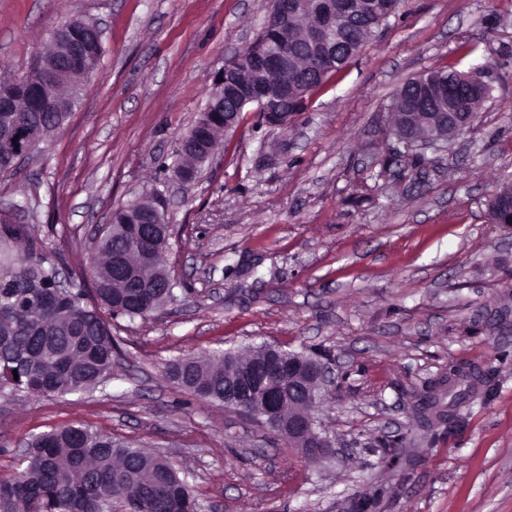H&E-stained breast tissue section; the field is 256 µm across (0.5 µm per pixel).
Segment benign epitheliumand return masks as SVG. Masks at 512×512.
<instances>
[{"label":"benign epithelium","instance_id":"1","mask_svg":"<svg viewBox=\"0 0 512 512\" xmlns=\"http://www.w3.org/2000/svg\"><path fill=\"white\" fill-rule=\"evenodd\" d=\"M368 11L358 0H273L262 35L252 44L253 51L237 54L214 83L212 100L224 101L229 92L239 103L259 104L267 125L286 127L289 98L294 84L286 80L271 82V71L299 70L300 57L319 59L336 45V36L358 24ZM57 52L39 58L32 67L33 79L0 85V171L9 172L38 147L43 125L36 112H66L71 98L57 96L53 88L59 79L74 74L86 75L89 41L65 24L52 33ZM235 113L215 112L206 107L199 122L208 127L234 128ZM469 128L460 112H401L393 128L405 145L437 146L449 142ZM214 145L204 139H180L178 154L183 158L207 159ZM138 215L137 238L142 259L151 258L158 242L169 240L162 230L165 219L163 196L157 204L135 206ZM491 220L512 228V195L498 194L493 199ZM331 383L330 368L316 360L291 358L283 351L268 348L242 371L237 385L224 392V407L248 417L259 418L302 454L327 458L335 454L331 441L315 424L313 394Z\"/></svg>","mask_w":512,"mask_h":512}]
</instances>
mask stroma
<instances>
[{
    "label": "stroma",
    "instance_id": "obj_1",
    "mask_svg": "<svg viewBox=\"0 0 512 512\" xmlns=\"http://www.w3.org/2000/svg\"><path fill=\"white\" fill-rule=\"evenodd\" d=\"M269 9L0 0V79L28 73L72 17L102 32L67 124L0 173V217L77 276L113 211L160 192L179 282L147 319L113 323L123 354L105 390L0 394V478L30 436L80 423L167 457L205 512H512V229L487 216L512 182V0H403L288 128L244 113L196 180L177 181L181 137ZM451 61L484 66L493 91L462 135L399 170L392 98ZM261 344L322 352L335 457L303 458L168 377L174 358ZM453 366L495 380L444 425L422 399Z\"/></svg>",
    "mask_w": 512,
    "mask_h": 512
}]
</instances>
